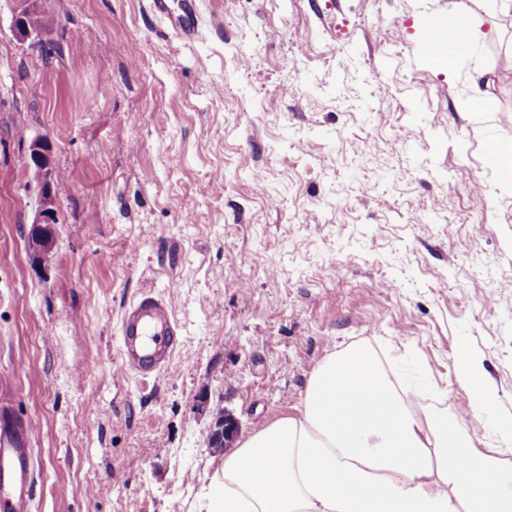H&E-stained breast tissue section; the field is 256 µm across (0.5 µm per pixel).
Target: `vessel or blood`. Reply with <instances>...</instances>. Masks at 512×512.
Instances as JSON below:
<instances>
[{
	"label": "vessel or blood",
	"mask_w": 512,
	"mask_h": 512,
	"mask_svg": "<svg viewBox=\"0 0 512 512\" xmlns=\"http://www.w3.org/2000/svg\"><path fill=\"white\" fill-rule=\"evenodd\" d=\"M183 39L199 36L195 0H183L181 15L173 20ZM123 368L158 375L178 349V327L169 302L142 292L126 309L119 327ZM33 421L0 422V512H28L33 485L31 437Z\"/></svg>",
	"instance_id": "1"
}]
</instances>
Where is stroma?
<instances>
[{
	"label": "stroma",
	"mask_w": 512,
	"mask_h": 512,
	"mask_svg": "<svg viewBox=\"0 0 512 512\" xmlns=\"http://www.w3.org/2000/svg\"><path fill=\"white\" fill-rule=\"evenodd\" d=\"M178 39L151 0H0V410L35 423L30 512H209L219 412L298 415L312 373L363 344L481 448L512 418V12L486 0H196ZM458 7L485 37L453 69L424 31ZM385 72L383 83L372 79ZM488 72L479 108L461 112ZM47 141L58 222L28 250ZM467 242L460 250L459 242ZM181 352L123 372L143 287ZM468 349L496 387L475 413ZM172 19L180 38L190 40L200 35L199 16L195 0H184L182 14ZM27 8L21 9L17 14H15L13 19V30L16 36L22 39H27L31 37L33 34L32 31H36L40 28L43 30H46L48 28L47 20L43 18L40 14H38L36 11L31 10L29 13L25 15L24 23L21 19L24 16V13L27 11ZM32 30V31H31Z\"/></svg>",
	"instance_id": "35a3bbf8"
}]
</instances>
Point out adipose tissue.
<instances>
[{
	"label": "adipose tissue",
	"mask_w": 512,
	"mask_h": 512,
	"mask_svg": "<svg viewBox=\"0 0 512 512\" xmlns=\"http://www.w3.org/2000/svg\"><path fill=\"white\" fill-rule=\"evenodd\" d=\"M471 409L495 399L468 350L457 355ZM363 346L330 355L299 416L244 437L224 457L210 512H512V465L480 449L463 419L419 410Z\"/></svg>",
	"instance_id": "obj_1"
}]
</instances>
